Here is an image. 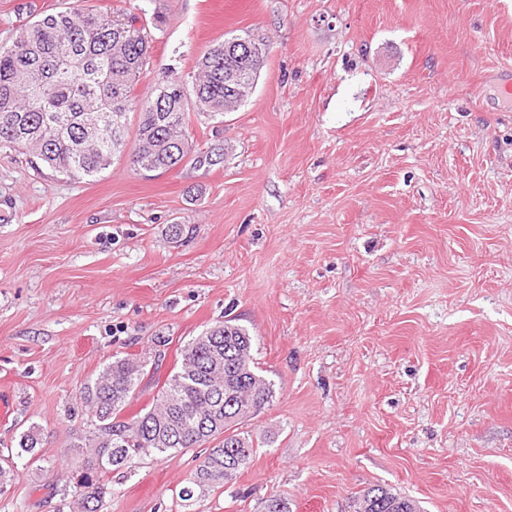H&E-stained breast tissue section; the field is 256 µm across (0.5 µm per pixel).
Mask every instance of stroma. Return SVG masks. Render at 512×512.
<instances>
[{
    "mask_svg": "<svg viewBox=\"0 0 512 512\" xmlns=\"http://www.w3.org/2000/svg\"><path fill=\"white\" fill-rule=\"evenodd\" d=\"M65 7L146 19L140 98L224 37L269 54L237 111L188 129L219 165L121 152L88 181L0 147V452L36 423L73 467L112 357L164 378L232 319L276 392L249 467L183 509L197 449L148 458L99 512H353L375 485L512 512V104L475 94L512 68V0H0V45ZM53 480L21 468L0 512H69Z\"/></svg>",
    "mask_w": 512,
    "mask_h": 512,
    "instance_id": "35a3bbf8",
    "label": "stroma"
}]
</instances>
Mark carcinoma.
<instances>
[{"label": "carcinoma", "instance_id": "carcinoma-1", "mask_svg": "<svg viewBox=\"0 0 512 512\" xmlns=\"http://www.w3.org/2000/svg\"><path fill=\"white\" fill-rule=\"evenodd\" d=\"M150 44L138 17L66 8L22 25L12 43L0 46V146L28 148L49 168L73 178L94 179L125 145L128 115L139 111L134 155L139 168L181 167L188 157L212 164L208 152L193 153L183 134L191 114L224 118L230 97L224 71L259 72L268 49L244 60L224 56V43L199 59L191 87L161 74L151 94L133 96L147 77ZM254 337L239 325L216 324L192 338L181 351L176 371L167 376L152 404L127 419L145 365L115 357L80 392L86 429L72 433L64 456L78 467L61 475L69 512H98L112 484L132 473L136 462L204 448L189 485L178 498L196 501L235 482L256 453L241 424L274 397L273 384L256 371ZM41 428L32 423L19 433L15 450L0 455V495L18 474V463L41 461ZM355 512H417L412 500L382 486L360 495Z\"/></svg>", "mask_w": 512, "mask_h": 512}]
</instances>
